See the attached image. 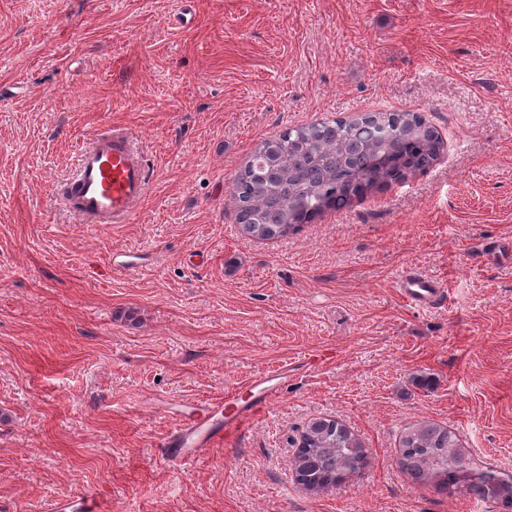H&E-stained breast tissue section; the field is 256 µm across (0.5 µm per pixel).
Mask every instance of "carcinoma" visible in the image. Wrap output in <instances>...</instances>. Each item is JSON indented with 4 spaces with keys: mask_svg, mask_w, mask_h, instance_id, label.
<instances>
[{
    "mask_svg": "<svg viewBox=\"0 0 512 512\" xmlns=\"http://www.w3.org/2000/svg\"><path fill=\"white\" fill-rule=\"evenodd\" d=\"M277 145L276 179L287 190L270 191L262 144L232 182L236 219L252 239L286 237L298 230L299 219L309 222L327 210H342L402 171L432 165L444 148L438 130L417 112H373L287 129ZM299 442L295 480L309 492L340 483L366 464L362 442L334 418L314 419ZM397 465L414 482L512 508V474L477 466L457 434L436 423L404 431Z\"/></svg>",
    "mask_w": 512,
    "mask_h": 512,
    "instance_id": "carcinoma-1",
    "label": "carcinoma"
}]
</instances>
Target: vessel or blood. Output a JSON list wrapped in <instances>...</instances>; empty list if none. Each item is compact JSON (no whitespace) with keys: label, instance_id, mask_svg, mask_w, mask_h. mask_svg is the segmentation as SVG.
Wrapping results in <instances>:
<instances>
[{"label":"vessel or blood","instance_id":"obj_1","mask_svg":"<svg viewBox=\"0 0 512 512\" xmlns=\"http://www.w3.org/2000/svg\"><path fill=\"white\" fill-rule=\"evenodd\" d=\"M65 187L75 208L90 223H131L140 213L150 178L144 157L129 136L116 128L80 149L76 173ZM399 293L409 304L430 309L442 302L445 290L438 281L413 272L401 276ZM249 387L253 391L249 403H240L238 391H228L223 399L203 405L196 417L180 423L162 440L167 455L186 462L202 449L222 446L279 397L272 376H258Z\"/></svg>","mask_w":512,"mask_h":512}]
</instances>
